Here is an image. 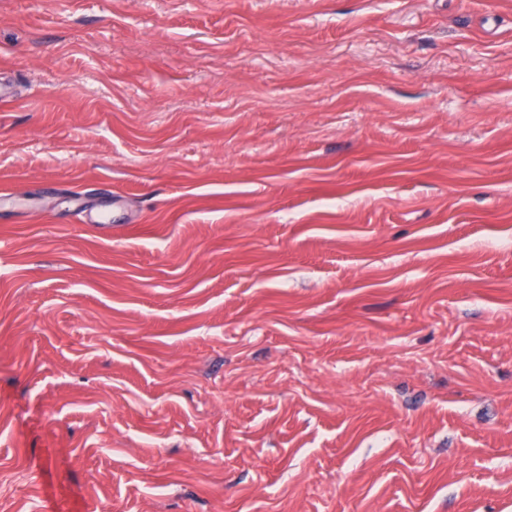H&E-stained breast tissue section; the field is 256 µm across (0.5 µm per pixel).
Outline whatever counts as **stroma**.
I'll list each match as a JSON object with an SVG mask.
<instances>
[{
	"mask_svg": "<svg viewBox=\"0 0 512 512\" xmlns=\"http://www.w3.org/2000/svg\"><path fill=\"white\" fill-rule=\"evenodd\" d=\"M0 512H512V0H0Z\"/></svg>",
	"mask_w": 512,
	"mask_h": 512,
	"instance_id": "1",
	"label": "stroma"
}]
</instances>
